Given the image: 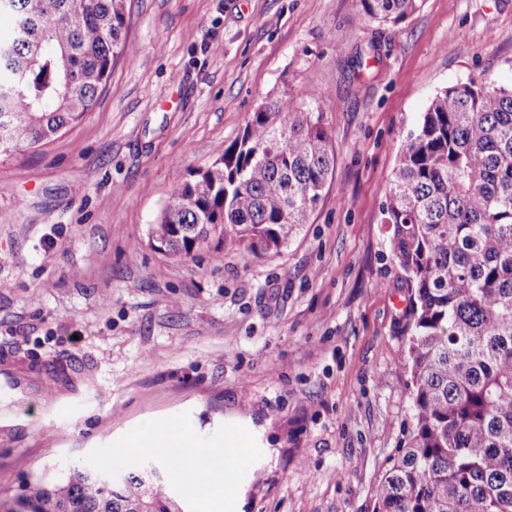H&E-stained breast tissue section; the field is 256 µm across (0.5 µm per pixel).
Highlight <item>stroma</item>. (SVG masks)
<instances>
[{
  "instance_id": "35a3bbf8",
  "label": "stroma",
  "mask_w": 512,
  "mask_h": 512,
  "mask_svg": "<svg viewBox=\"0 0 512 512\" xmlns=\"http://www.w3.org/2000/svg\"><path fill=\"white\" fill-rule=\"evenodd\" d=\"M130 5L136 54L93 110L0 153V347L80 368L52 404L0 389V501L33 475L154 461L125 450L149 418L205 450L236 436L223 512H373L414 423L388 186L437 92L512 84V0H423L395 25L356 0ZM299 89L324 98L336 163L280 252L150 247L169 193Z\"/></svg>"
}]
</instances>
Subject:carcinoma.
<instances>
[{
    "mask_svg": "<svg viewBox=\"0 0 512 512\" xmlns=\"http://www.w3.org/2000/svg\"><path fill=\"white\" fill-rule=\"evenodd\" d=\"M397 24L420 0H357ZM13 34L0 42V138L36 147L78 125L135 55L127 0H0ZM298 90L266 99L214 161L174 188L150 233L192 258L227 233L263 257L306 223L331 173L323 113ZM384 222L410 291L402 366L414 427L378 483L373 512H512V85L444 88L403 145ZM34 477L27 512H186L164 475L134 465Z\"/></svg>",
    "mask_w": 512,
    "mask_h": 512,
    "instance_id": "1",
    "label": "carcinoma"
}]
</instances>
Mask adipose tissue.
<instances>
[{
  "instance_id": "ef3b65f1",
  "label": "adipose tissue",
  "mask_w": 512,
  "mask_h": 512,
  "mask_svg": "<svg viewBox=\"0 0 512 512\" xmlns=\"http://www.w3.org/2000/svg\"><path fill=\"white\" fill-rule=\"evenodd\" d=\"M187 439V432L178 425L168 426L160 420L149 419L129 439L127 448L132 452L148 448L164 458L172 449L185 447ZM188 459L196 475L195 480L188 483V490L194 496L209 498L219 507L226 498L232 497V477L245 464L246 454L232 441L217 451L189 454Z\"/></svg>"
}]
</instances>
